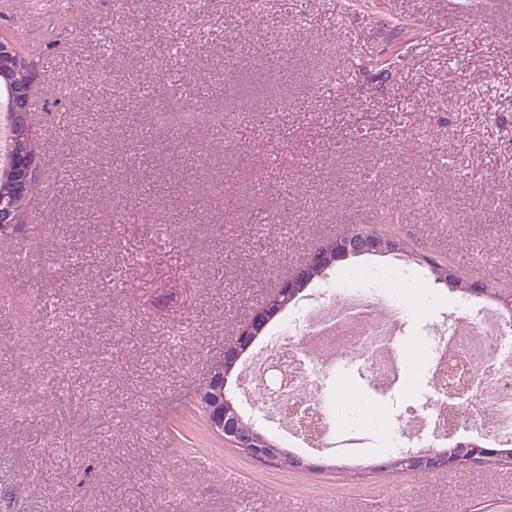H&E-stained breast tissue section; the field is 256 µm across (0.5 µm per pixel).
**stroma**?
I'll return each instance as SVG.
<instances>
[{
	"instance_id": "obj_1",
	"label": "stroma",
	"mask_w": 512,
	"mask_h": 512,
	"mask_svg": "<svg viewBox=\"0 0 512 512\" xmlns=\"http://www.w3.org/2000/svg\"><path fill=\"white\" fill-rule=\"evenodd\" d=\"M183 2L71 0L47 37L23 0H0V32L40 44L42 166L10 237L48 258L28 279L0 264V512H512L510 463L381 472L378 438L328 468L285 471L207 431L195 403L252 310L319 244L379 226L386 205L410 255L350 259L322 288L338 297L346 272L407 271L414 337L488 303L448 291L428 258L512 290V12L498 0H265L250 17L224 0L216 20ZM147 17L159 34L148 71L127 39ZM179 72L206 86L202 104L245 120L221 139L154 123L152 109L177 106L166 79ZM128 75L153 99L110 97L85 122L71 111L70 88ZM91 136L95 159L78 160L73 140ZM119 210L137 223H113ZM271 210L280 223H261ZM62 249L83 265L56 259ZM50 295L42 336L25 337L23 314Z\"/></svg>"
}]
</instances>
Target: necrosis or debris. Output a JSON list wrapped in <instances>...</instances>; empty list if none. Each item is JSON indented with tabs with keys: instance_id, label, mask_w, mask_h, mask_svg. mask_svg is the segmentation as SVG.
Instances as JSON below:
<instances>
[{
	"instance_id": "1",
	"label": "necrosis or debris",
	"mask_w": 512,
	"mask_h": 512,
	"mask_svg": "<svg viewBox=\"0 0 512 512\" xmlns=\"http://www.w3.org/2000/svg\"><path fill=\"white\" fill-rule=\"evenodd\" d=\"M407 317L390 286L358 281L341 299L322 296L297 310L267 354L247 370L249 387L264 388L275 425L309 448L341 453L376 433L404 450L423 437L468 428L492 446H512V335L494 308L472 316L458 310L430 338L411 340ZM304 347L293 348V337ZM421 351L420 371L436 385L430 405L392 418L384 397L408 388L409 348ZM338 353L348 363L323 387L313 352ZM288 367L287 381L271 375L273 361ZM365 388L372 399L358 396Z\"/></svg>"
}]
</instances>
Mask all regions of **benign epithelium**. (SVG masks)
I'll return each instance as SVG.
<instances>
[{"label": "benign epithelium", "mask_w": 512, "mask_h": 512, "mask_svg": "<svg viewBox=\"0 0 512 512\" xmlns=\"http://www.w3.org/2000/svg\"><path fill=\"white\" fill-rule=\"evenodd\" d=\"M22 58L19 43L7 35H0V61L11 62ZM36 74H31L30 83L21 89L8 87L0 96V110L6 115L26 111L32 94ZM15 144L7 143L0 149V156L7 159L11 169L19 168L24 180L36 174L37 157L28 155L19 158L14 152ZM19 223L16 201L7 196L0 197V232L6 234L14 230ZM402 236L393 228L366 230L363 232H343L336 236L334 250L321 246L313 249L305 261L283 279L274 297L266 304L256 308L249 320L242 326L235 340L224 348V360L214 364L206 385L197 393V400L204 408L209 428L236 448H241L260 463L274 462L289 471H308L320 469L322 465L295 459L288 452L278 448L269 439L254 434L252 428L244 422L237 406L228 400L226 387L232 372L243 356L264 333L268 325L288 307L300 294L296 287L298 279H307L313 269H327L335 261L364 255H390L401 246ZM512 461V453L497 448L484 447L473 441H458L446 453L408 452L405 460L396 463L386 461L375 466L377 470L394 469L418 474H426L444 469H468L486 467L493 461Z\"/></svg>", "instance_id": "7a95c632"}]
</instances>
